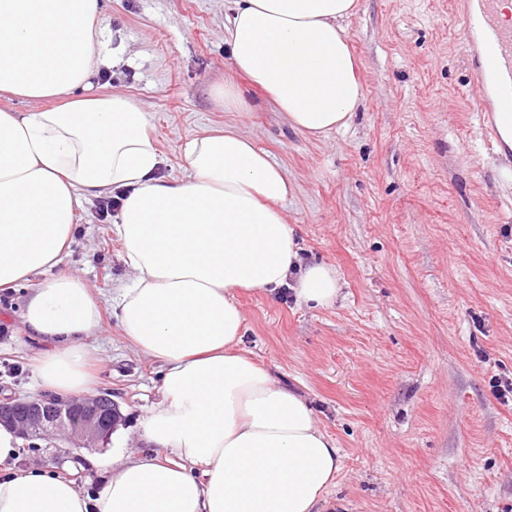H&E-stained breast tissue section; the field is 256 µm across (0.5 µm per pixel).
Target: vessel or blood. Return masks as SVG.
<instances>
[{"label":"vessel or blood","instance_id":"vessel-or-blood-1","mask_svg":"<svg viewBox=\"0 0 512 512\" xmlns=\"http://www.w3.org/2000/svg\"><path fill=\"white\" fill-rule=\"evenodd\" d=\"M497 0H458L459 10L471 11L479 21L481 40L470 43L466 53L471 61V82L478 111L489 126H496L500 114H512V27L501 26Z\"/></svg>","mask_w":512,"mask_h":512}]
</instances>
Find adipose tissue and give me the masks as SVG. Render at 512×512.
I'll return each instance as SVG.
<instances>
[{"label":"adipose tissue","instance_id":"obj_1","mask_svg":"<svg viewBox=\"0 0 512 512\" xmlns=\"http://www.w3.org/2000/svg\"><path fill=\"white\" fill-rule=\"evenodd\" d=\"M224 44L235 68L288 126L318 138L349 126L364 90L342 22L356 0H229ZM98 0H0V94L36 110L0 109V290L32 281L23 314L50 345L41 385L92 390L84 340L100 306L84 281L59 274L82 199L124 190L114 231L132 271L115 301L130 344L166 370L144 418L156 454L103 463L101 490L18 470L19 439L0 426V512H320L341 468L306 400L235 352L245 318L235 293L291 286L328 306L335 270L303 264L282 208L287 173L234 126L184 147L188 175H156L148 119L127 96L87 94L120 62L103 48Z\"/></svg>","mask_w":512,"mask_h":512}]
</instances>
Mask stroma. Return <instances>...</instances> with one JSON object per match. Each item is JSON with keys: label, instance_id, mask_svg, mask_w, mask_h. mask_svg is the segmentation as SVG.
<instances>
[{"label": "stroma", "instance_id": "35a3bbf8", "mask_svg": "<svg viewBox=\"0 0 512 512\" xmlns=\"http://www.w3.org/2000/svg\"><path fill=\"white\" fill-rule=\"evenodd\" d=\"M122 62L91 81L133 98L163 158L184 179L183 147L231 124L288 173L285 209L303 260L336 269L329 307L282 291L239 297V345L311 404L342 466L323 512H512V154L497 149L475 93L465 43L474 27L453 0H356L344 26L364 88L347 129L306 138L249 88L224 49L227 0H99ZM242 88L246 112L215 89ZM85 200L57 270L101 304L94 393L123 414L97 448L40 441L16 466L47 469L91 492L116 443L146 449L141 420L161 399L164 365L134 349L111 307L132 276L111 220ZM27 285L0 291V397L41 392L46 345L20 321Z\"/></svg>", "mask_w": 512, "mask_h": 512}]
</instances>
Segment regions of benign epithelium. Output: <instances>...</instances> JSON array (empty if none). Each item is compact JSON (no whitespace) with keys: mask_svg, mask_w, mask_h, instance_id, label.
<instances>
[{"mask_svg":"<svg viewBox=\"0 0 512 512\" xmlns=\"http://www.w3.org/2000/svg\"><path fill=\"white\" fill-rule=\"evenodd\" d=\"M121 422L118 405L106 394L81 398L47 393L0 399V424L26 440L75 437L86 448L105 443Z\"/></svg>","mask_w":512,"mask_h":512,"instance_id":"obj_1","label":"benign epithelium"}]
</instances>
